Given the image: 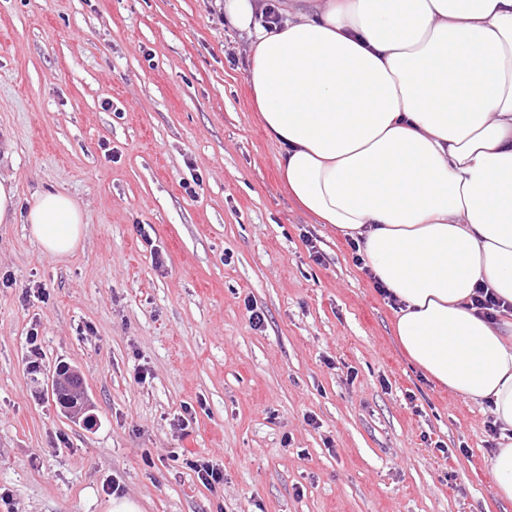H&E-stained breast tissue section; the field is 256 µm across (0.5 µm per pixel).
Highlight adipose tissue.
Masks as SVG:
<instances>
[{
  "label": "adipose tissue",
  "instance_id": "1",
  "mask_svg": "<svg viewBox=\"0 0 512 512\" xmlns=\"http://www.w3.org/2000/svg\"><path fill=\"white\" fill-rule=\"evenodd\" d=\"M224 0L251 40L247 79L278 144L288 194L356 241L399 302L395 336L449 393L488 403L501 429L490 473L512 502V318L477 313V286L512 305V0ZM22 218L70 255L85 219L67 195Z\"/></svg>",
  "mask_w": 512,
  "mask_h": 512
}]
</instances>
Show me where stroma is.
<instances>
[{
	"instance_id": "obj_1",
	"label": "stroma",
	"mask_w": 512,
	"mask_h": 512,
	"mask_svg": "<svg viewBox=\"0 0 512 512\" xmlns=\"http://www.w3.org/2000/svg\"><path fill=\"white\" fill-rule=\"evenodd\" d=\"M248 52L215 0H0V177L86 222L64 260L0 223V512H512L488 411L416 370L347 239L285 191ZM63 363L93 428L51 393ZM184 452L186 453L183 456L187 454V457L184 459L185 464L197 474L198 479L204 486L214 487L215 485L223 484L224 472L217 468L216 465L203 459H194V455L187 450Z\"/></svg>"
}]
</instances>
